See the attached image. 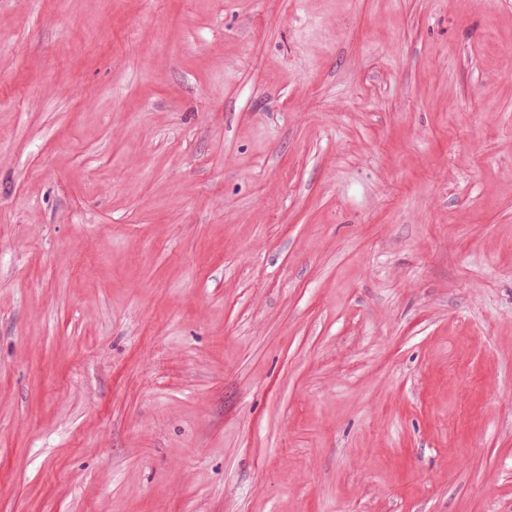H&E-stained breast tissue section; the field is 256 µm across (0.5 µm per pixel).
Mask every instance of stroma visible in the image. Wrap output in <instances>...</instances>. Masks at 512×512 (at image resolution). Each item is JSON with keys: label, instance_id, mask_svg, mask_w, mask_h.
Segmentation results:
<instances>
[{"label": "stroma", "instance_id": "obj_1", "mask_svg": "<svg viewBox=\"0 0 512 512\" xmlns=\"http://www.w3.org/2000/svg\"><path fill=\"white\" fill-rule=\"evenodd\" d=\"M0 512H512V0H0Z\"/></svg>", "mask_w": 512, "mask_h": 512}]
</instances>
